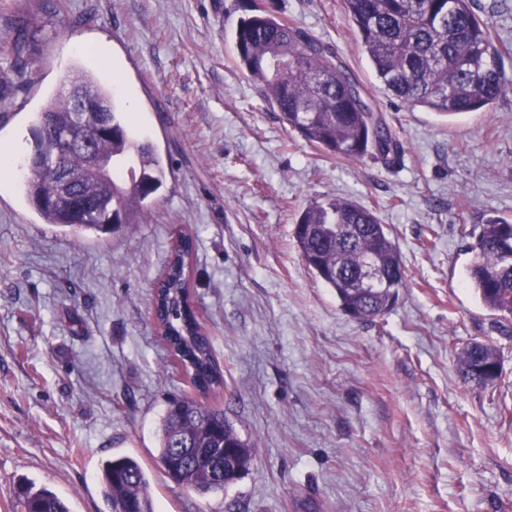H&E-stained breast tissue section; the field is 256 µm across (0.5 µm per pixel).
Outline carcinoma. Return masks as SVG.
<instances>
[{"label": "carcinoma", "instance_id": "carcinoma-1", "mask_svg": "<svg viewBox=\"0 0 512 512\" xmlns=\"http://www.w3.org/2000/svg\"><path fill=\"white\" fill-rule=\"evenodd\" d=\"M353 31L361 41L381 89L404 105L422 107L448 117L488 112L502 96L504 80L491 25L475 13L474 0H343ZM239 66L259 89L261 99L309 144L337 160L374 156L386 163L399 158L403 145L363 96L353 73L337 60L331 47L293 21L255 5L235 27ZM69 85L107 104L104 113L115 134L98 140L101 149L130 164L112 183H92L85 194L93 201L112 202L117 224L76 222L69 209L49 203L44 180L29 178L26 197L45 223L70 227L102 239L118 228L146 217L151 198L162 188L167 171L146 142L133 140L126 115L117 110L109 90L93 74L78 69ZM64 94L53 95L34 113L28 156L52 160L59 151L60 130L76 122ZM295 238L308 268L333 288L341 309L360 321L384 316L406 287V271L397 244L376 213L355 201L338 198L314 202L300 214ZM512 238V223L492 217L468 249L472 287L485 308L512 324V255L502 243ZM193 240L186 236L172 251L155 293L154 316L176 365L184 368L203 395L224 387L209 336L191 305L187 266ZM377 266L389 276L361 293L352 280L363 268ZM499 364L490 344L473 342L458 354V369L467 383L489 386L490 368ZM224 447L236 466L225 470L224 483L212 476L209 448ZM158 460L165 475L186 489L206 494L235 484L249 469L252 449L217 406L190 397H172L162 417ZM99 481L104 496L116 506L134 505L154 512L149 481L140 462L120 456L105 462ZM21 512H69L48 489H25Z\"/></svg>", "mask_w": 512, "mask_h": 512}]
</instances>
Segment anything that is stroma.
I'll return each mask as SVG.
<instances>
[{"mask_svg": "<svg viewBox=\"0 0 512 512\" xmlns=\"http://www.w3.org/2000/svg\"><path fill=\"white\" fill-rule=\"evenodd\" d=\"M328 43L404 146L392 163L326 157L283 124L235 61L250 5ZM506 43L491 112L438 120L380 89L342 0H0V46L23 37L0 84V143L29 149L32 113L77 63L133 113L169 175L147 223L102 240L43 223L12 170L0 179V512L19 485L70 512H112L102 462L137 458L155 512H512V330L469 284L461 229L512 220V0H475ZM372 208L407 273L380 319L346 315L294 238L311 202ZM195 239L191 299L224 370L209 396L253 450L226 491L164 475L158 427L191 393L151 313L179 233ZM502 376L472 389L471 341ZM497 350L490 344L473 342L463 347L458 354V369L467 383L477 386H489L496 380L489 381L487 372L499 364Z\"/></svg>", "mask_w": 512, "mask_h": 512, "instance_id": "1", "label": "stroma"}]
</instances>
